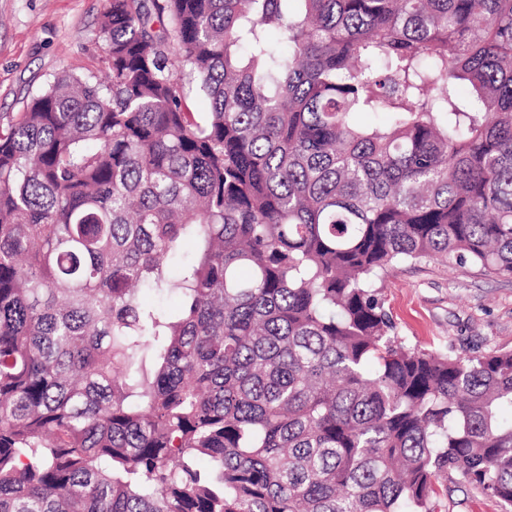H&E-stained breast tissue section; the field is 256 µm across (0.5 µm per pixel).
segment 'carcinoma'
I'll list each match as a JSON object with an SVG mask.
<instances>
[{
  "label": "carcinoma",
  "instance_id": "carcinoma-1",
  "mask_svg": "<svg viewBox=\"0 0 512 512\" xmlns=\"http://www.w3.org/2000/svg\"><path fill=\"white\" fill-rule=\"evenodd\" d=\"M100 34L105 80L0 122V512H433L450 473L512 512V350L410 346L375 287L512 277V0H110Z\"/></svg>",
  "mask_w": 512,
  "mask_h": 512
}]
</instances>
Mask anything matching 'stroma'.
I'll list each match as a JSON object with an SVG mask.
<instances>
[{"label":"stroma","mask_w":512,"mask_h":512,"mask_svg":"<svg viewBox=\"0 0 512 512\" xmlns=\"http://www.w3.org/2000/svg\"><path fill=\"white\" fill-rule=\"evenodd\" d=\"M109 0H0V116L26 111L62 70L103 75L100 23ZM410 345L512 349V278L442 259L400 264L377 282ZM437 512H502L457 475L442 476Z\"/></svg>","instance_id":"1"}]
</instances>
